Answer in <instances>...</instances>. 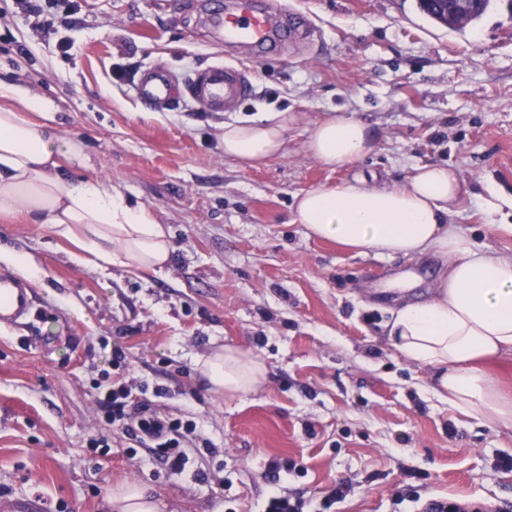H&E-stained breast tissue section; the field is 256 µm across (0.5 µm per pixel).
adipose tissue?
<instances>
[{
	"instance_id": "1",
	"label": "adipose tissue",
	"mask_w": 512,
	"mask_h": 512,
	"mask_svg": "<svg viewBox=\"0 0 512 512\" xmlns=\"http://www.w3.org/2000/svg\"><path fill=\"white\" fill-rule=\"evenodd\" d=\"M299 115L278 112L228 123L225 157L261 163L280 154ZM47 100L23 95L0 81V214L45 224L101 262L125 261L143 269L168 264L173 245L146 209L96 180L65 181L63 164H83L80 141L61 139ZM374 137L354 118L316 122L308 150L328 166L342 167L370 153ZM467 189L440 164L416 167L400 186L359 180L343 188L299 195L296 220L315 236L382 256L432 254L447 267L430 298L393 309L389 336L407 360L436 372L437 396L463 415L512 427V397L502 394L482 368L512 353V255L476 246L448 217ZM197 368L215 392L246 394L264 367L253 355L224 347L198 357Z\"/></svg>"
}]
</instances>
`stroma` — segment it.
Wrapping results in <instances>:
<instances>
[{
	"label": "stroma",
	"instance_id": "1",
	"mask_svg": "<svg viewBox=\"0 0 512 512\" xmlns=\"http://www.w3.org/2000/svg\"><path fill=\"white\" fill-rule=\"evenodd\" d=\"M74 2L37 17L0 0V81L50 100L61 137L83 142L88 162L65 165L66 179L149 210L174 252L156 272L104 265L45 225L0 217V272L26 258L35 299L30 325L0 328V512H111L127 481L169 512H261L273 487L317 504L339 480L352 491L332 512H415L442 496L512 512V472L495 468L512 429L449 408L432 370L387 338L399 288L421 299L442 260L344 249L295 220L306 191L399 185L442 164L470 191L451 224L512 254V0H491L462 31L418 0H286L314 36L257 66L252 96L228 114L188 96L155 112L130 91L155 64L184 81L222 61L208 19L224 0ZM274 112L304 115L282 154L225 157V123ZM331 115L369 124L374 151L341 168L313 158L311 129ZM116 342L129 381L163 389L158 410L192 417L211 444L182 475L132 449L91 396ZM223 346L263 363L256 391L216 393L200 378L196 358ZM288 460L295 471L270 483L269 465ZM409 486L416 501L394 504Z\"/></svg>",
	"mask_w": 512,
	"mask_h": 512
}]
</instances>
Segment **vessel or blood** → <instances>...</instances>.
<instances>
[{"instance_id": "b4317fda", "label": "vessel or blood", "mask_w": 512, "mask_h": 512, "mask_svg": "<svg viewBox=\"0 0 512 512\" xmlns=\"http://www.w3.org/2000/svg\"><path fill=\"white\" fill-rule=\"evenodd\" d=\"M214 23L224 38V59L193 78L197 103L211 112L236 111L252 93L253 64L276 58L288 40L309 34L302 18L287 11L280 0H226L223 12L214 14ZM247 48L253 61L245 66L238 48ZM133 96L145 105L162 111L181 102L180 83L162 67L144 70L132 84ZM34 304L26 282L16 274L0 273V324L28 321Z\"/></svg>"}]
</instances>
